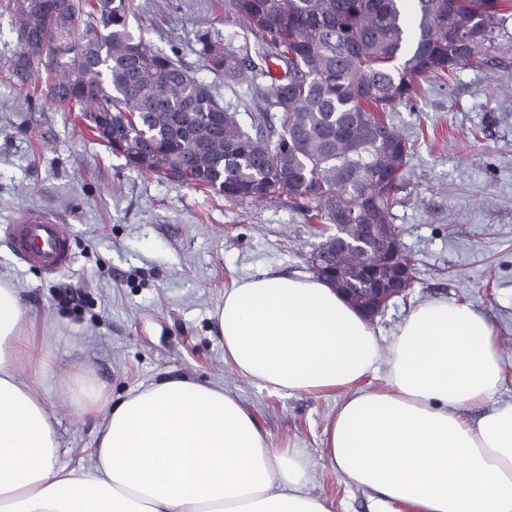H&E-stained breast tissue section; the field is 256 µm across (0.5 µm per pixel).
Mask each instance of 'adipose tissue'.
<instances>
[{"label":"adipose tissue","mask_w":512,"mask_h":512,"mask_svg":"<svg viewBox=\"0 0 512 512\" xmlns=\"http://www.w3.org/2000/svg\"><path fill=\"white\" fill-rule=\"evenodd\" d=\"M224 362L272 393L338 395L323 454L376 512H512V401L494 324L471 305L419 304L387 347L371 322L309 275L235 280L215 313ZM31 322L0 279V512H332L308 485L303 449L272 445L238 394L183 379L112 401L100 387L72 397L107 407L92 460L58 464L59 439L35 382L14 372ZM386 369V384L368 378ZM491 404L478 420L466 407Z\"/></svg>","instance_id":"ef3b65f1"}]
</instances>
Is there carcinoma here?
<instances>
[{
	"instance_id": "carcinoma-1",
	"label": "carcinoma",
	"mask_w": 512,
	"mask_h": 512,
	"mask_svg": "<svg viewBox=\"0 0 512 512\" xmlns=\"http://www.w3.org/2000/svg\"><path fill=\"white\" fill-rule=\"evenodd\" d=\"M10 2L23 45L13 75L45 78L51 104L81 112L130 167L240 202L286 201L323 225L392 223L413 148L391 113L420 82L475 62L505 22L501 0H228L255 43L206 29L198 53L227 81L270 79L246 126L133 35L130 0Z\"/></svg>"
}]
</instances>
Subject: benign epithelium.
Segmentation results:
<instances>
[{
  "mask_svg": "<svg viewBox=\"0 0 512 512\" xmlns=\"http://www.w3.org/2000/svg\"><path fill=\"white\" fill-rule=\"evenodd\" d=\"M345 252L360 253L367 259H383L384 265L377 271L373 287H340L342 280L334 259ZM311 263L317 277L328 282L349 304L372 320L393 299H408L413 283L402 243L389 224H364L362 234L355 240L346 238V225L335 224L323 251L315 254Z\"/></svg>",
  "mask_w": 512,
  "mask_h": 512,
  "instance_id": "7a95c632",
  "label": "benign epithelium"
}]
</instances>
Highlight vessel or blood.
<instances>
[{
    "label": "vessel or blood",
    "instance_id": "1",
    "mask_svg": "<svg viewBox=\"0 0 512 512\" xmlns=\"http://www.w3.org/2000/svg\"><path fill=\"white\" fill-rule=\"evenodd\" d=\"M14 255L26 265L53 274L73 259L71 232L50 213L32 209L17 223L8 225Z\"/></svg>",
    "mask_w": 512,
    "mask_h": 512
}]
</instances>
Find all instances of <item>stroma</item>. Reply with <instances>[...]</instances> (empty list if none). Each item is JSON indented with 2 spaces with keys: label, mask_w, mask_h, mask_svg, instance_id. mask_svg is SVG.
<instances>
[{
  "label": "stroma",
  "mask_w": 512,
  "mask_h": 512,
  "mask_svg": "<svg viewBox=\"0 0 512 512\" xmlns=\"http://www.w3.org/2000/svg\"><path fill=\"white\" fill-rule=\"evenodd\" d=\"M130 29L211 84L231 110L252 111L254 81L227 82L204 67L199 30L233 44L251 41L224 0H133ZM15 17L0 0V276L12 281L33 319L27 338L47 350L42 364L18 358L36 382L58 431V462H89L103 412L77 414L82 383L121 400L165 377L237 390L271 443H298L313 463L312 493L333 512H374L371 492L351 486L323 456L332 397L273 394L224 363L214 312L232 279L266 270L306 274L322 238L303 213L279 201L238 203L128 166L83 125L79 113L29 101L11 62ZM480 63L455 69L400 105L392 119L414 144L408 185L392 210L413 258V293L373 322L380 346L420 303L445 297L492 319L512 366V18L484 42ZM51 212L72 234L73 260L57 273L12 254L6 227L23 212ZM81 289L80 307L63 285Z\"/></svg>",
  "instance_id": "1"
}]
</instances>
